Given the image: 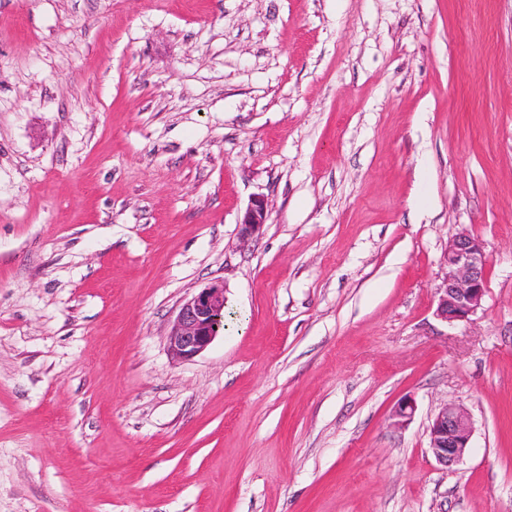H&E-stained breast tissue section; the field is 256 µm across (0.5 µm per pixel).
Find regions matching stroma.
I'll list each match as a JSON object with an SVG mask.
<instances>
[{
    "mask_svg": "<svg viewBox=\"0 0 512 512\" xmlns=\"http://www.w3.org/2000/svg\"><path fill=\"white\" fill-rule=\"evenodd\" d=\"M0 512H512V0H0ZM267 202L256 197L246 208L240 222V238L243 242L252 240L262 234L267 220ZM444 262L447 272L437 289V315L449 323L466 320L481 308L486 293L483 246L470 234L458 233L448 243ZM224 304L223 283L199 288L184 301L168 337L173 358L190 360L208 349L220 329L224 330ZM472 426L467 413L456 405H445L429 428V448L443 468L458 465L471 446Z\"/></svg>",
    "mask_w": 512,
    "mask_h": 512,
    "instance_id": "obj_1",
    "label": "stroma"
}]
</instances>
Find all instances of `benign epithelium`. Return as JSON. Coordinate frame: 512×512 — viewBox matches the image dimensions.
I'll return each mask as SVG.
<instances>
[{
  "instance_id": "obj_1",
  "label": "benign epithelium",
  "mask_w": 512,
  "mask_h": 512,
  "mask_svg": "<svg viewBox=\"0 0 512 512\" xmlns=\"http://www.w3.org/2000/svg\"><path fill=\"white\" fill-rule=\"evenodd\" d=\"M267 202L256 197L240 222V238L249 241L262 234ZM447 267L438 288L437 315L449 323L463 321L481 308L486 293L487 258L482 244L468 233L456 234L444 256ZM224 284L198 289L181 305L171 327L168 348L173 358L190 360L204 352L224 327ZM472 426L467 413L445 405L429 428V448L435 461L448 469L464 460L470 450Z\"/></svg>"
}]
</instances>
